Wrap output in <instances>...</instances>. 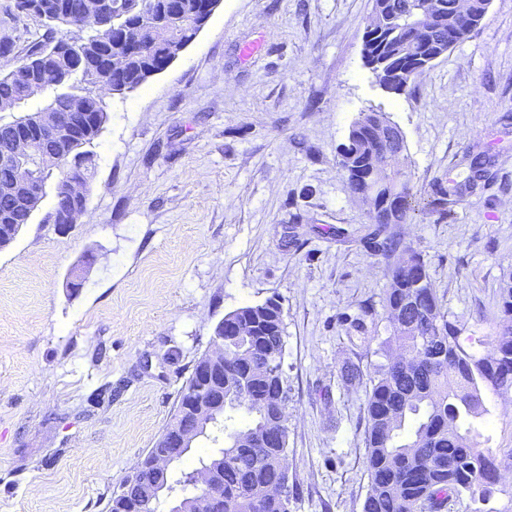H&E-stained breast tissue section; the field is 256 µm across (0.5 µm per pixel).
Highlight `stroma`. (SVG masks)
Returning a JSON list of instances; mask_svg holds the SVG:
<instances>
[{"label": "stroma", "mask_w": 512, "mask_h": 512, "mask_svg": "<svg viewBox=\"0 0 512 512\" xmlns=\"http://www.w3.org/2000/svg\"><path fill=\"white\" fill-rule=\"evenodd\" d=\"M371 7L222 0L165 71L105 96L78 223H46L45 195L0 250V512H106L217 324L270 297L285 324L290 512H362L366 388L341 369L369 378L382 360L389 264L361 239L367 208L339 163L359 113L401 129L419 197L463 180L466 155L489 162L451 219L393 227L470 350L512 277V0H490L471 37L399 94L361 55ZM4 33L15 49L2 75L45 30L0 0ZM107 383L111 402H90ZM490 405L480 430L503 455L512 395Z\"/></svg>", "instance_id": "35a3bbf8"}]
</instances>
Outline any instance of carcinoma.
<instances>
[{"label":"carcinoma","mask_w":512,"mask_h":512,"mask_svg":"<svg viewBox=\"0 0 512 512\" xmlns=\"http://www.w3.org/2000/svg\"><path fill=\"white\" fill-rule=\"evenodd\" d=\"M24 15L46 28L20 65L27 82L10 72L0 77V112L14 111L27 101L47 97V105L11 122L0 123V240H10V225L27 224L43 194L4 197V188L22 175L46 187L56 178L54 196L66 179L90 186L95 155L87 146L101 135L106 122L104 100L96 91L106 85L120 94L138 90L163 72L196 38L220 6V0H27ZM390 9L382 32L364 41L369 59H383L381 81L397 92L406 90L424 71L423 59L436 55V44L471 37L484 17L476 11L459 18L457 0H436L443 28L405 42V19L399 10L415 0H386ZM82 112L83 137L76 141L48 140L41 154L25 160L12 156L16 135L42 132L44 116ZM364 112L352 123L345 152L368 139ZM405 149L404 137L387 141L376 157L360 154L358 169L347 179L350 189L368 203L365 242L389 258L399 254L407 263L389 268V285L382 306L390 328L383 342L385 360L366 393L367 472L369 485L363 512H441L448 497L466 496L474 503L491 499L494 484L485 481L486 446L477 422L490 414L487 395L512 393V325L494 327L481 354L460 339L461 329L448 320L421 255L391 224H408L422 210L448 217L449 205L473 191L485 170L468 164L464 182L441 187L421 201L414 192L410 169L393 170L392 155ZM500 320L512 322V283L498 291ZM247 335L231 336L224 362V415L215 425L223 430L224 448L202 457L198 466L220 463L224 471V512H289L290 494L269 488L288 473V437L263 440L275 412L288 406V378L283 365L284 321L280 303L272 298L234 310ZM241 411L247 422L231 428V413Z\"/></svg>","instance_id":"1"}]
</instances>
